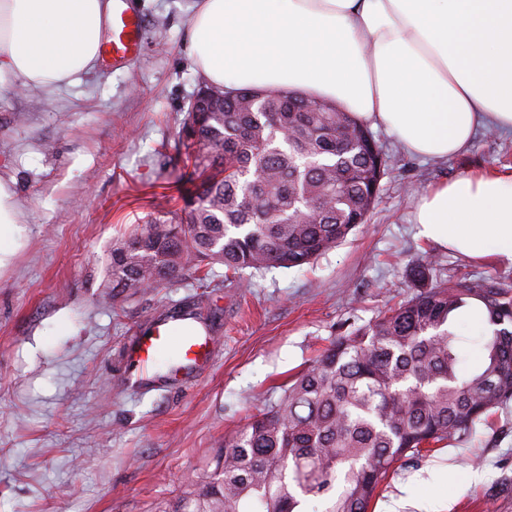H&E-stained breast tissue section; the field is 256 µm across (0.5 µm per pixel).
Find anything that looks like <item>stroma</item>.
<instances>
[{
    "label": "stroma",
    "instance_id": "1",
    "mask_svg": "<svg viewBox=\"0 0 512 512\" xmlns=\"http://www.w3.org/2000/svg\"><path fill=\"white\" fill-rule=\"evenodd\" d=\"M191 0H137L140 56L104 63L76 87L0 94V177L11 180L20 245L0 268V512H158L215 468L225 435L345 335L414 289L406 268L438 279L512 281V261L470 259L418 237L416 192L469 172L512 167V136L479 130L443 161L374 135L392 164L366 224L310 267L256 274L246 289L223 266L205 293L217 352L186 377L139 386L127 348L173 304L203 291L113 294L112 248L195 183L178 139L202 82L188 55ZM441 467L437 480L416 475ZM480 480L467 484L470 473ZM406 483L424 512H512V402L472 436L403 459L369 512Z\"/></svg>",
    "mask_w": 512,
    "mask_h": 512
}]
</instances>
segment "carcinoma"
Instances as JSON below:
<instances>
[{
	"label": "carcinoma",
	"mask_w": 512,
	"mask_h": 512,
	"mask_svg": "<svg viewBox=\"0 0 512 512\" xmlns=\"http://www.w3.org/2000/svg\"><path fill=\"white\" fill-rule=\"evenodd\" d=\"M216 91L224 111L188 112L180 131L194 194L112 247V287L207 288L222 265L248 288L256 273L314 263L365 223L379 192L367 126L287 90ZM339 128L352 146H337ZM407 276L416 293L333 338L224 438L214 471L171 512H368L398 462L468 436L511 401L512 282H438L428 263ZM475 307L489 331L483 362L465 368L457 324ZM179 315L206 320L194 302L160 319Z\"/></svg>",
	"instance_id": "obj_1"
}]
</instances>
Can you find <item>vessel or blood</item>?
<instances>
[{
    "instance_id": "1",
    "label": "vessel or blood",
    "mask_w": 512,
    "mask_h": 512,
    "mask_svg": "<svg viewBox=\"0 0 512 512\" xmlns=\"http://www.w3.org/2000/svg\"><path fill=\"white\" fill-rule=\"evenodd\" d=\"M112 34L104 47L105 54L114 61H128L138 56L141 48V21L129 0H114L112 6ZM183 343L184 364L193 367L212 358L211 339L191 330L189 321L169 319L153 323L150 330L137 338L129 349L130 375L144 381L156 354L166 348L173 337Z\"/></svg>"
}]
</instances>
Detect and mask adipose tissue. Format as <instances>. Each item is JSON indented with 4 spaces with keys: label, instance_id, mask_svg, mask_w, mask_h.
Returning a JSON list of instances; mask_svg holds the SVG:
<instances>
[{
    "label": "adipose tissue",
    "instance_id": "adipose-tissue-1",
    "mask_svg": "<svg viewBox=\"0 0 512 512\" xmlns=\"http://www.w3.org/2000/svg\"><path fill=\"white\" fill-rule=\"evenodd\" d=\"M111 21L112 0H0V90L81 84ZM186 35L210 84L338 103L413 155L453 157L483 127L512 133V0H199ZM19 221L0 178V267ZM416 222L448 249L512 260V173L425 187Z\"/></svg>",
    "mask_w": 512,
    "mask_h": 512
}]
</instances>
